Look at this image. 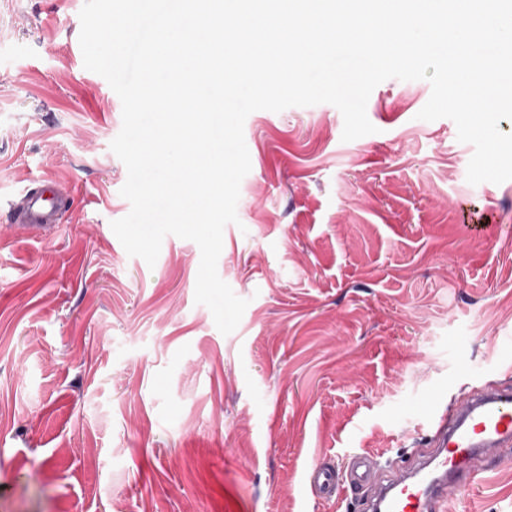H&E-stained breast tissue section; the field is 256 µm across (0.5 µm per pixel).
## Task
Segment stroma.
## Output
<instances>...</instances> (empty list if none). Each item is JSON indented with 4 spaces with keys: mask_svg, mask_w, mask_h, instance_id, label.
<instances>
[{
    "mask_svg": "<svg viewBox=\"0 0 512 512\" xmlns=\"http://www.w3.org/2000/svg\"><path fill=\"white\" fill-rule=\"evenodd\" d=\"M84 0H0V512H336L305 467L405 447L459 388L512 366V180H466L472 145L389 79L342 141L330 104L259 110L217 271L228 335L195 302L198 245L155 266L111 223L131 206L122 104L83 63ZM57 177V224L6 202ZM512 512V463L453 492Z\"/></svg>",
    "mask_w": 512,
    "mask_h": 512,
    "instance_id": "obj_1",
    "label": "stroma"
}]
</instances>
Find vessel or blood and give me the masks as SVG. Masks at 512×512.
I'll list each match as a JSON object with an SVG mask.
<instances>
[{"mask_svg":"<svg viewBox=\"0 0 512 512\" xmlns=\"http://www.w3.org/2000/svg\"><path fill=\"white\" fill-rule=\"evenodd\" d=\"M10 220L41 227L60 221L63 198L55 180H37L10 200ZM424 447L386 479L376 478L381 453L356 452L344 464L314 461L305 475L313 496L335 500L341 493L364 496L367 512H450V488L477 483L490 462L512 461V381L503 379L463 390L431 424Z\"/></svg>","mask_w":512,"mask_h":512,"instance_id":"b4317fda","label":"vessel or blood"}]
</instances>
